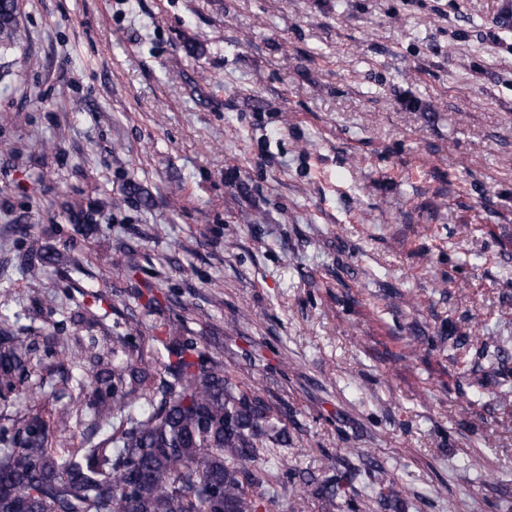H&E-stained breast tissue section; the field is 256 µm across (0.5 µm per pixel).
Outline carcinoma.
<instances>
[{
  "label": "carcinoma",
  "mask_w": 512,
  "mask_h": 512,
  "mask_svg": "<svg viewBox=\"0 0 512 512\" xmlns=\"http://www.w3.org/2000/svg\"><path fill=\"white\" fill-rule=\"evenodd\" d=\"M18 0H0V44L18 39ZM143 323L133 315L112 338V357H93V401L85 385L56 413L67 427L87 405L103 438L65 455L52 448L40 415L29 413L0 435V512H263L264 480L252 463L260 450L288 449L283 403L259 387L242 386L224 361L200 350L178 328L160 340L156 357L143 355ZM34 343L13 332L0 314V394H18L30 373ZM339 467L326 457L321 475L284 470L302 506L325 512L348 498L355 483L378 463ZM406 487L395 484L382 499L403 508Z\"/></svg>",
  "instance_id": "cac0c4a2"
}]
</instances>
